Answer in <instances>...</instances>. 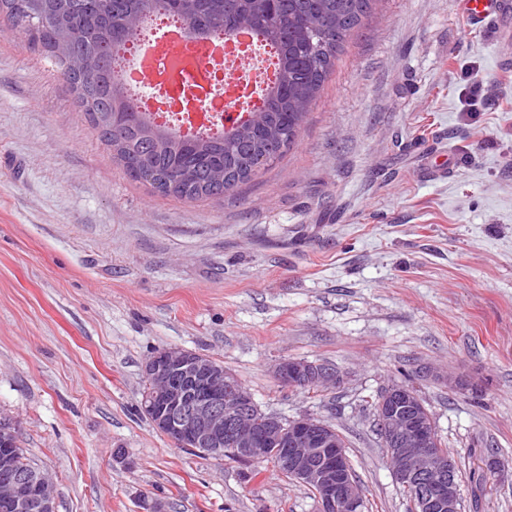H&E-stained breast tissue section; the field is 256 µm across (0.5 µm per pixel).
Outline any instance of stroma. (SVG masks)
I'll use <instances>...</instances> for the list:
<instances>
[{"instance_id": "35a3bbf8", "label": "stroma", "mask_w": 512, "mask_h": 512, "mask_svg": "<svg viewBox=\"0 0 512 512\" xmlns=\"http://www.w3.org/2000/svg\"><path fill=\"white\" fill-rule=\"evenodd\" d=\"M448 155L452 176L424 177ZM171 346L263 412L336 427L363 512L411 506L369 406L409 384L461 512H512V60L493 31L455 0H378L283 158L205 202L129 177L54 61L0 32V417L56 512H317L273 463L156 430L143 364ZM288 358L340 381L285 387Z\"/></svg>"}]
</instances>
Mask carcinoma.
<instances>
[{
	"label": "carcinoma",
	"mask_w": 512,
	"mask_h": 512,
	"mask_svg": "<svg viewBox=\"0 0 512 512\" xmlns=\"http://www.w3.org/2000/svg\"><path fill=\"white\" fill-rule=\"evenodd\" d=\"M0 0V24L23 35L33 50L76 66L69 86L80 107L112 117L98 131L133 179L149 168L178 181L173 196L214 200L234 195L265 166L284 156L298 138L310 109L333 74L349 37L377 0ZM163 10L176 12L203 32L233 34L255 29L278 45L279 81L251 112V136L239 140L178 136L162 125L147 127L134 112L128 90L115 74L117 52L140 22Z\"/></svg>",
	"instance_id": "obj_1"
}]
</instances>
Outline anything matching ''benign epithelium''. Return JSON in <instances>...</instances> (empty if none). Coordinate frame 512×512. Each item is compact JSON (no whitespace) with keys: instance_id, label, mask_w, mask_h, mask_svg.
<instances>
[{"instance_id":"obj_1","label":"benign epithelium","mask_w":512,"mask_h":512,"mask_svg":"<svg viewBox=\"0 0 512 512\" xmlns=\"http://www.w3.org/2000/svg\"><path fill=\"white\" fill-rule=\"evenodd\" d=\"M143 373L141 411L174 444L217 458L229 449L251 463L273 456L281 470L315 492L321 512H362L345 448L330 425L260 411L224 365L196 351L158 350ZM276 376L293 388H326L340 380L334 367L294 358L280 361ZM377 420L393 476L412 490L416 512H459L455 462L432 447L434 426L424 404L393 383L379 397ZM19 455L15 428L0 418V512H56L49 476L17 469Z\"/></svg>"}]
</instances>
